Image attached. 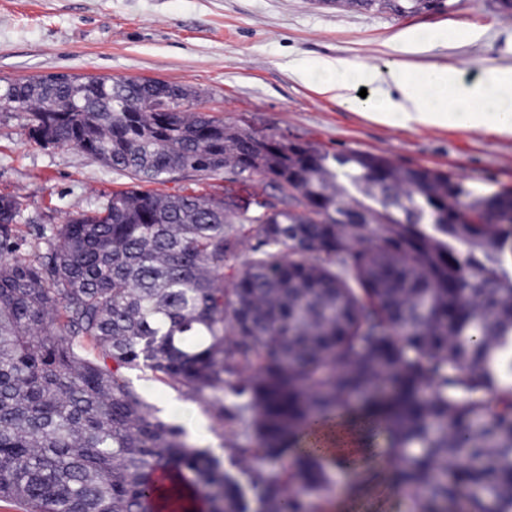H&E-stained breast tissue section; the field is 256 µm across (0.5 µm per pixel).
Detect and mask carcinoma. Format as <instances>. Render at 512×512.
<instances>
[{
  "label": "carcinoma",
  "instance_id": "1",
  "mask_svg": "<svg viewBox=\"0 0 512 512\" xmlns=\"http://www.w3.org/2000/svg\"><path fill=\"white\" fill-rule=\"evenodd\" d=\"M398 14L446 0H321ZM29 134L125 174L18 255L0 195V500L24 512H315L353 476L301 448L344 414L410 512H512V191L331 152L193 110L154 79L0 84ZM230 171L279 205L143 189ZM129 369L213 411L226 455L157 416Z\"/></svg>",
  "mask_w": 512,
  "mask_h": 512
}]
</instances>
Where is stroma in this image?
Masks as SVG:
<instances>
[{
	"label": "stroma",
	"instance_id": "35a3bbf8",
	"mask_svg": "<svg viewBox=\"0 0 512 512\" xmlns=\"http://www.w3.org/2000/svg\"><path fill=\"white\" fill-rule=\"evenodd\" d=\"M448 11L399 15L330 7L319 0H0V82L68 74L83 78H149L196 91L199 111L336 152L385 155L476 185L512 189V138L491 131L391 127L297 81L299 59L313 66L344 57L384 66H456L464 79L490 67L512 68V13L495 0H448ZM461 30V38L420 52H401L397 35ZM127 177L76 149L29 134L23 112H0V194L16 196L22 254L44 244L76 209L98 210ZM160 416L170 402L190 403L182 427L189 442L221 452L200 403L139 370L127 371Z\"/></svg>",
	"mask_w": 512,
	"mask_h": 512
}]
</instances>
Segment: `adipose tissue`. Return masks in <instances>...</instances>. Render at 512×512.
I'll list each match as a JSON object with an SVG mask.
<instances>
[{"label":"adipose tissue","mask_w":512,"mask_h":512,"mask_svg":"<svg viewBox=\"0 0 512 512\" xmlns=\"http://www.w3.org/2000/svg\"><path fill=\"white\" fill-rule=\"evenodd\" d=\"M323 78L313 81L302 62L292 71L304 84H316L321 92L359 105L364 117L388 126L446 127L464 130L490 129L512 138V68H488L467 82L459 70L422 68L399 61L378 67L343 57L327 58L318 65ZM367 86L370 96L358 99L356 90ZM326 454L352 457L355 470L368 458L358 440V427L339 417L308 437Z\"/></svg>","instance_id":"1"}]
</instances>
